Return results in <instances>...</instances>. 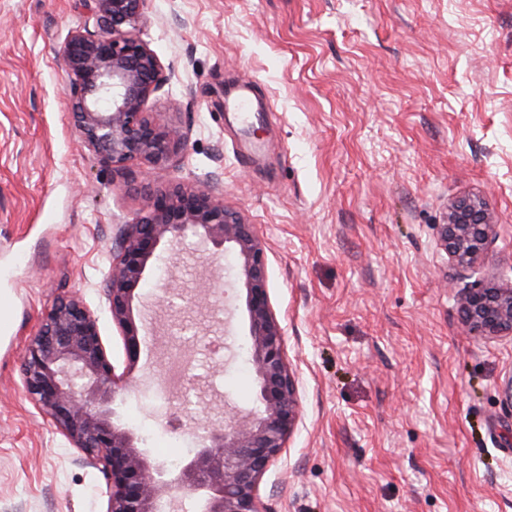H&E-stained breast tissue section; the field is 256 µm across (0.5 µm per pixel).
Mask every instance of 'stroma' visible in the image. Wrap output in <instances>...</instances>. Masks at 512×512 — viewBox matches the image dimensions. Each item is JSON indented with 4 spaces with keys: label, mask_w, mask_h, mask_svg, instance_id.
Here are the masks:
<instances>
[{
    "label": "stroma",
    "mask_w": 512,
    "mask_h": 512,
    "mask_svg": "<svg viewBox=\"0 0 512 512\" xmlns=\"http://www.w3.org/2000/svg\"><path fill=\"white\" fill-rule=\"evenodd\" d=\"M141 38L170 75L149 111L184 161L113 172L80 139L58 64L79 0H0V512H106V478L26 399L25 345L59 295L124 338L100 285L152 192L220 174L267 249L300 420L258 489L262 512H512V337L470 335L463 289L512 284V0H148ZM250 86L252 137L220 89ZM482 196L483 261L455 267L437 226ZM231 254L161 259L135 292L141 354L118 404L150 458L195 452L157 409L171 354L197 375L190 422L250 410L255 380ZM172 281L218 342L176 345L153 296Z\"/></svg>",
    "instance_id": "stroma-1"
}]
</instances>
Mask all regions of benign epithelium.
Listing matches in <instances>:
<instances>
[{
  "mask_svg": "<svg viewBox=\"0 0 512 512\" xmlns=\"http://www.w3.org/2000/svg\"><path fill=\"white\" fill-rule=\"evenodd\" d=\"M148 0H83L92 25L72 31L60 64L69 79L72 117L83 143L117 172L134 163L161 165L182 153L185 132L147 112L167 82L164 65L135 35L147 22ZM221 180L178 183L150 197L147 208L121 225L103 283L105 305L122 332L127 366L107 355L98 318L78 297H58L41 313L25 348L22 385L34 407L50 419L84 461L107 481L106 512H262L258 486L297 426L299 392L285 349V329L268 292L266 247L255 225L224 206ZM493 224L483 202L464 197L448 208L439 242L459 266L483 257ZM210 254L230 252L237 263L248 321L249 361L256 406L224 413L195 426L193 459L171 472L153 463L115 405L131 386L139 331L131 316L135 290L160 257L159 246L187 243ZM473 336L512 335V287L471 288L460 303Z\"/></svg>",
  "mask_w": 512,
  "mask_h": 512,
  "instance_id": "benign-epithelium-1",
  "label": "benign epithelium"
}]
</instances>
